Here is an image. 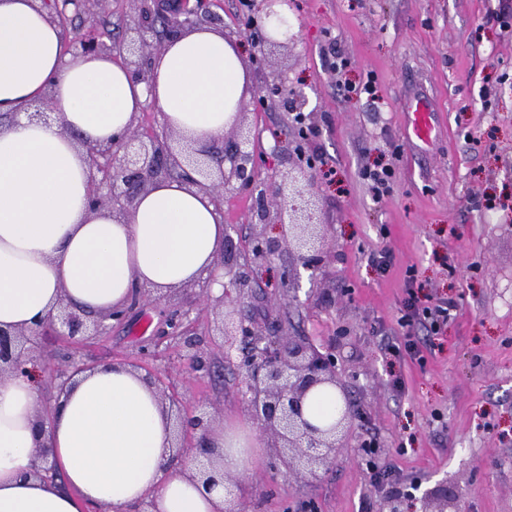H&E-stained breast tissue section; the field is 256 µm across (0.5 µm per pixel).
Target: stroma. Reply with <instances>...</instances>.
Returning a JSON list of instances; mask_svg holds the SVG:
<instances>
[{
  "mask_svg": "<svg viewBox=\"0 0 512 512\" xmlns=\"http://www.w3.org/2000/svg\"><path fill=\"white\" fill-rule=\"evenodd\" d=\"M224 35L238 44L250 85L243 103L258 163L255 191L224 195V231L245 247L261 191L287 175L297 151L324 159L331 178L315 183L329 251L317 274H300L296 300L279 287L281 254L246 305L256 319H277L295 334L336 350L359 417L344 451L313 481H260L269 462L237 474L233 490L248 512H421L420 499L377 493L363 470L360 445L376 434L380 461L421 491L447 482L463 512H512V0H290L300 39L268 50L245 27L239 0H212ZM343 58L347 67L335 71ZM282 74L308 100L316 133L300 139L291 114L254 102L264 76ZM374 80L375 99H344L343 82ZM424 100L434 133L409 135L404 101ZM391 165L392 195L375 202L358 177L362 166ZM390 252L379 275L372 255ZM416 280L408 282L407 266ZM453 302L448 325L431 337L426 364L385 355L379 341L394 327L407 291ZM198 287L166 293L129 309L107 332L74 347L46 335L39 345L55 372L69 351L87 365L119 363L170 385L187 414L218 411L221 421L253 428L242 390L245 371L226 359L215 315L195 307L190 333L205 339L209 372L193 371L182 340L140 354L175 304ZM402 378L401 393L389 390Z\"/></svg>",
  "mask_w": 512,
  "mask_h": 512,
  "instance_id": "1",
  "label": "stroma"
}]
</instances>
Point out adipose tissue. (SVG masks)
Segmentation results:
<instances>
[{
    "instance_id": "1",
    "label": "adipose tissue",
    "mask_w": 512,
    "mask_h": 512,
    "mask_svg": "<svg viewBox=\"0 0 512 512\" xmlns=\"http://www.w3.org/2000/svg\"><path fill=\"white\" fill-rule=\"evenodd\" d=\"M245 86L239 48L221 30L167 40L145 84L112 56L68 52L39 0H0V115L19 116L0 128V328L36 326L62 297L97 316L135 289L161 295L215 273L224 226L209 192L165 179L124 215L93 211L86 148L123 136L148 102L196 143L222 139ZM44 96L54 120L28 121ZM38 413V376L0 380V512H224L223 484L168 467L166 416L136 369L81 372L45 427ZM42 440L61 481L32 474ZM210 443L224 471L252 468L255 434L217 425Z\"/></svg>"
}]
</instances>
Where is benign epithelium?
<instances>
[{
  "label": "benign epithelium",
  "mask_w": 512,
  "mask_h": 512,
  "mask_svg": "<svg viewBox=\"0 0 512 512\" xmlns=\"http://www.w3.org/2000/svg\"><path fill=\"white\" fill-rule=\"evenodd\" d=\"M76 12L85 23V36L77 41L80 54L110 53L129 69L132 76L144 83L150 80L152 56L163 41L153 42L154 29L151 9L145 8L125 21V37L108 45L96 37L99 11L103 0H74ZM265 12L260 16L258 39L261 48L286 47L297 40L291 33L288 18L279 14L277 5L288 0H263ZM224 26L223 17L210 9V0H177L175 22L169 32ZM262 102H280L291 112H303L305 99L282 84L266 85ZM173 130L158 133L145 128L143 118H135L131 131L117 143L89 145L95 173L90 195L95 208H110L124 213L136 199L159 179H168L176 172L188 184L209 191L223 212L224 192L251 189L257 182V170L252 149L253 132L246 124L245 113H237L231 135L224 138V151L211 152L184 137L172 139ZM296 166L288 176L274 181L263 198L256 217L258 224L248 242L245 263L235 261L237 248L230 236L224 237V290L213 296L208 287L201 289L196 304L215 310L216 330L224 345L239 347L240 365L246 371L248 406L260 425V432L270 448L274 474L294 476L303 480L318 477V472L336 460V454L346 447L355 407L347 400L345 384L338 370L336 351L321 347L305 336H292L277 326L261 325L240 308L242 298L252 293L253 284L281 250L297 249L301 265L315 269L323 260L325 224L321 222L317 202L311 192L317 172L311 156L297 152ZM275 223L278 235L267 234V223ZM106 317L96 320L62 299L56 313L33 330L0 329V377L27 372V365L39 367L45 373L46 358L37 347V339L51 331L70 344H80L100 336L106 329ZM188 359L197 371L208 369L200 350V342H185ZM86 366L74 363L70 370L51 375L58 392L66 390L75 375ZM162 407L173 432L172 456L169 465H176L207 485H214L224 475H216L209 433L213 420L200 414L186 416L177 399L165 388L157 387ZM336 391V413L323 419L313 415L308 407L322 391ZM187 432L194 435V444L180 443ZM51 449L38 445L35 449L34 475L47 478L54 470Z\"/></svg>",
  "instance_id": "benign-epithelium-1"
}]
</instances>
